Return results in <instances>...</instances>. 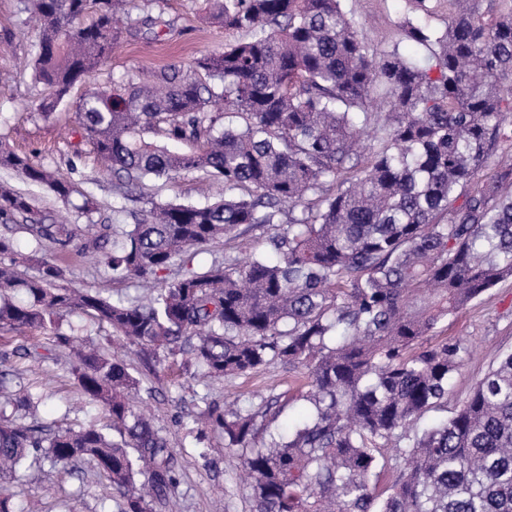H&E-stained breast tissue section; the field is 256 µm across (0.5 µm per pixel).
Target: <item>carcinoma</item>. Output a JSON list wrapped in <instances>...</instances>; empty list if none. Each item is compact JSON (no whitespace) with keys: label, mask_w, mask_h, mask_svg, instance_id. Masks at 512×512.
I'll list each match as a JSON object with an SVG mask.
<instances>
[{"label":"carcinoma","mask_w":512,"mask_h":512,"mask_svg":"<svg viewBox=\"0 0 512 512\" xmlns=\"http://www.w3.org/2000/svg\"><path fill=\"white\" fill-rule=\"evenodd\" d=\"M39 37L34 80L48 118L111 55L136 0H26ZM224 51L89 90L75 123L127 192L147 179L202 171L224 188L205 205L147 201L133 224L47 223L34 201L0 182V221L37 246L99 252L115 280L150 294L110 300L69 286L53 257L0 235V327L55 328L81 312L156 356L189 354L211 379L280 364L310 412L288 431L242 408L209 407L186 434H224L251 488L252 512H512V353L445 420L411 425L448 401L471 356L460 341L429 342L436 326L512 278V0H409L412 54L371 51L342 0H211ZM448 8L443 30L427 18ZM93 10L89 23L81 18ZM389 105L373 111L375 99ZM164 124L172 151L144 138ZM0 169L71 202L72 182L0 145ZM275 227L269 254L251 253L169 280L189 250ZM57 334L88 403L107 425L54 429L0 416V483L32 460L89 461L120 512H152L176 483L167 436L142 411L141 382L115 351ZM41 363L25 344L11 352ZM398 440L404 466L377 485L382 450Z\"/></svg>","instance_id":"cac0c4a2"}]
</instances>
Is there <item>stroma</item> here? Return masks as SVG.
<instances>
[{
	"mask_svg": "<svg viewBox=\"0 0 512 512\" xmlns=\"http://www.w3.org/2000/svg\"><path fill=\"white\" fill-rule=\"evenodd\" d=\"M351 21L374 49L403 42L401 25L408 14L407 0H344ZM145 12L155 25L121 26L117 45L93 77L99 85L126 75H148L197 57L223 51L231 36L204 19L203 0H150ZM39 29L21 0H0V142L25 155L30 162L70 173L79 188L71 203H63L47 187L26 181L15 172L0 174L32 197L51 218L71 224H128L135 202L120 193L121 177L103 169L89 142L74 124V112L86 91L79 83L50 119L32 112V101L47 97L48 89L34 81L30 67ZM145 197L162 201L203 205L208 201L205 176L184 173L175 179L147 180L141 186ZM43 252L57 256L72 287L91 288L108 298L144 295L134 281L116 282L93 254L57 253L44 244ZM437 339L459 340L477 346V353L455 373L448 394L447 410L432 411L428 420L444 418L469 397L476 382L495 365L500 354L512 351V280L498 284L480 299L442 322ZM125 361L143 386L152 390L144 406L153 423L167 434L178 458L177 484L154 512H251L250 490L241 464L225 461L223 435L206 431L202 438L185 435L181 422L206 406L234 404L266 413L276 426L285 427L304 413L302 400L284 399L290 376L269 365L248 376L211 379L195 384L197 367L188 357L177 356L164 372L151 373L137 347H129ZM25 384L44 394L36 411L38 422L59 428L104 424L98 408L89 405L64 363L48 361L29 368ZM0 494L19 501L41 500L47 512H118L109 483L96 475L91 464L77 469L24 466L17 478L0 485Z\"/></svg>",
	"mask_w": 512,
	"mask_h": 512,
	"instance_id": "stroma-1",
	"label": "stroma"
}]
</instances>
